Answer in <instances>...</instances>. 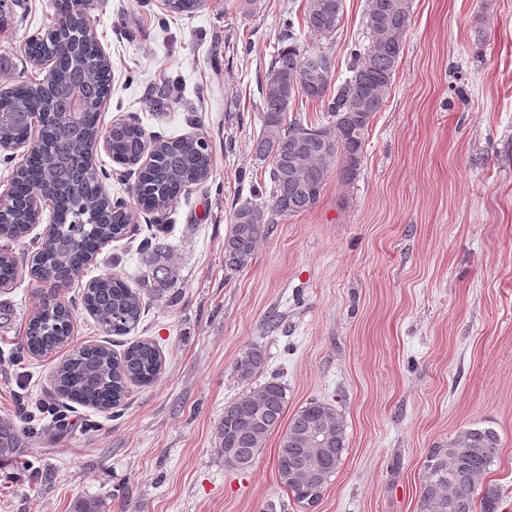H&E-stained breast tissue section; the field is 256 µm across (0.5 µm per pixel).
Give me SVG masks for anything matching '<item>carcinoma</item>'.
Returning <instances> with one entry per match:
<instances>
[{
	"label": "carcinoma",
	"mask_w": 512,
	"mask_h": 512,
	"mask_svg": "<svg viewBox=\"0 0 512 512\" xmlns=\"http://www.w3.org/2000/svg\"><path fill=\"white\" fill-rule=\"evenodd\" d=\"M343 18V0H306L302 26L312 35L327 38L336 32ZM412 18V0H368L365 26L368 44L353 43L347 53L351 76L333 88L335 64L316 83L307 80L304 59L311 50L302 47L294 35V21L284 23L288 45L277 50L262 90V132L253 143L261 160H271V190L263 202L248 201L233 215L224 238V269L240 272L252 262L264 225L275 219L311 210L321 198L328 174L339 168L342 178L352 174L361 157L365 136L375 114L381 111L399 65L404 36ZM37 93L34 82L23 81L0 92V113L13 112ZM318 101L327 122L303 125L288 119L297 98ZM97 99L89 103L83 134L73 131L69 115L59 105L49 106L45 132L52 140L73 139L93 132L98 112ZM116 151L128 162L137 160L145 145V134L128 124L116 132ZM211 154L209 145L183 137L165 140L153 164L140 176L143 208H158L157 202L175 196L207 177ZM38 180L55 199L61 218L57 235L41 243L32 259L30 275L40 276L42 267L58 270L74 262L68 245L79 235L104 245L127 233L124 211H112V222H100L109 211L110 198L100 181L77 183L72 178L70 158L53 150L30 158L13 178L12 205L5 209L15 238L31 228L22 204L28 184ZM147 278L164 286L176 276L164 244L157 242L145 259ZM17 265L9 249H0V281L12 283ZM84 308L109 336H124L141 320V293L122 278L112 275L89 282L82 295ZM74 316L68 306L41 308L27 327L21 353L48 356L71 341ZM163 357L157 345L139 340L117 355L111 343L80 346L55 368V391L67 400L108 412L121 405L131 384L155 382L163 370ZM265 366L262 350L250 347L236 359L239 379L248 382ZM286 388L275 380L258 391L240 395L224 407L217 429V451L227 469H249L276 430H282L277 453L279 480L298 503H313L318 492L331 481L347 450V425L331 405L310 401L291 417ZM317 426L335 429L327 445L312 443L310 434ZM20 429L9 421L0 424V454L18 451ZM499 446L491 428L468 427L458 430L445 444L430 449L425 459L421 483L420 512H497L498 490L487 477ZM481 497H476V494Z\"/></svg>",
	"instance_id": "cac0c4a2"
}]
</instances>
